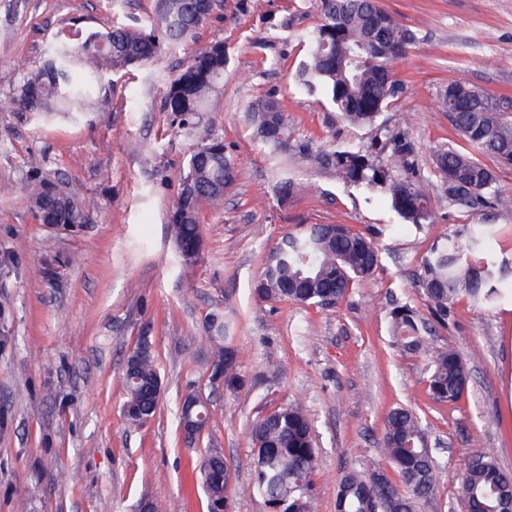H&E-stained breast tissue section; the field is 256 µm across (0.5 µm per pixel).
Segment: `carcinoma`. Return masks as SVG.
Wrapping results in <instances>:
<instances>
[{"label":"carcinoma","instance_id":"carcinoma-1","mask_svg":"<svg viewBox=\"0 0 512 512\" xmlns=\"http://www.w3.org/2000/svg\"><path fill=\"white\" fill-rule=\"evenodd\" d=\"M319 23L304 35L305 60L296 77L310 92L328 98L347 122L376 125V142L390 148L386 160L372 158L362 147L315 150L292 137L282 102L269 94L252 102L246 121L254 141L271 153L292 151L328 169L346 184L364 187L383 197L408 224H429L433 205L414 179L411 144L404 130L376 123L402 92L392 79V68L415 43L416 34L401 25L378 0H313ZM210 17L189 10V0H158L149 25L114 24L103 32L82 37L79 32L58 41L41 69L17 89L15 100L30 112L68 115L83 101L106 91L107 73L138 68L153 61L163 46H175L193 37ZM228 56L224 43H211L192 54L169 80L163 97L171 127L196 140L180 176L177 200L167 224L179 258L186 264L199 256L203 229L202 207L224 203V192L234 183L237 161L224 139L203 123L209 100L224 85ZM441 102L461 137L475 150L439 151L434 175L446 186L448 200L465 208L509 209L512 197L502 192L494 171L477 155L512 164V102L462 83H451ZM28 202L41 223L85 224L89 216L63 188L34 178ZM500 224H468L464 237L447 235L422 260L418 282L431 306V319L404 304L389 312L393 342L409 353L428 351L431 322L447 325L448 312L464 297L485 309L512 300V265L491 258V245L502 234ZM380 262L373 238L341 224H310L286 235L267 255L253 280L258 299L299 305L332 307L352 288L370 277ZM209 344L208 381L224 393L236 394L247 384L241 372V352L230 336L223 316L211 315L205 325ZM135 361L124 371L125 412L140 421L153 417L161 395V379L150 341L140 339L131 353ZM427 389L436 401L455 402L470 381L467 360L453 347L429 355ZM209 423L208 408L200 401L181 410L178 424L190 425L194 444ZM250 465L254 481L248 492L260 495L271 512H313L312 474L317 467L312 424L303 406L282 405L251 423ZM382 447L401 485L387 470H350L337 489L340 512H418L419 504L437 492V468L428 436L410 408L392 409L385 420ZM209 512L222 506L230 467L218 448L206 451L198 467ZM458 496L469 512H512V476L498 467L488 452L467 459L460 474Z\"/></svg>","mask_w":512,"mask_h":512}]
</instances>
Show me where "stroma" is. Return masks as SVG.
Instances as JSON below:
<instances>
[{
	"label": "stroma",
	"mask_w": 512,
	"mask_h": 512,
	"mask_svg": "<svg viewBox=\"0 0 512 512\" xmlns=\"http://www.w3.org/2000/svg\"><path fill=\"white\" fill-rule=\"evenodd\" d=\"M156 0H0V512H208L197 479L202 450L220 448L231 468V512H268L242 494L252 480L249 426L300 400L312 421L318 467L315 512H336L340 477L386 465L387 413L420 417L439 465L438 490L419 512H466L461 467L491 451L512 474V302L486 311L458 300L435 345L453 344L471 382L453 404L427 393V357L393 345L388 311L407 303L429 316L416 272L437 239L462 224H504L512 210H462L433 174L436 150L469 145L440 96L459 82L512 100V0H381L415 32L394 66L402 93L382 121L402 125L414 147L433 223H405L371 191L288 154L270 157L243 115L275 93L295 138L313 149L370 146L374 129L344 123L333 105L297 84L307 48L297 31L318 16L308 0H220L210 19L153 63L112 76L108 96L71 118H40L12 100L43 65L49 46L79 30L147 19ZM295 18L296 30L281 23ZM223 42L224 89L204 121L234 153L238 176L217 208H204V245L191 264L176 255L166 217L176 199L190 139L163 110L167 81L196 50ZM89 216L56 229L26 200L31 161ZM301 189L278 193L282 176ZM308 224H343L371 234L374 274L334 308L264 303L251 281L287 234ZM232 317L241 370L251 386L235 395L207 378L204 325ZM148 337L162 379L160 408L132 424L123 413L128 355ZM197 392L209 424L195 447L177 427L181 399Z\"/></svg>",
	"instance_id": "obj_1"
}]
</instances>
